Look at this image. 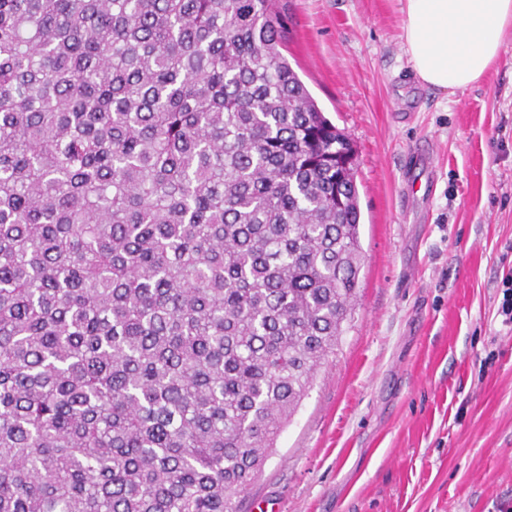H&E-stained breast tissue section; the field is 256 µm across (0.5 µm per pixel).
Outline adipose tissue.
<instances>
[{
	"label": "adipose tissue",
	"mask_w": 512,
	"mask_h": 512,
	"mask_svg": "<svg viewBox=\"0 0 512 512\" xmlns=\"http://www.w3.org/2000/svg\"><path fill=\"white\" fill-rule=\"evenodd\" d=\"M404 42L424 84L445 90L478 82L512 27V0H404Z\"/></svg>",
	"instance_id": "obj_1"
}]
</instances>
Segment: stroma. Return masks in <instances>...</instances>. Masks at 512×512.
I'll return each mask as SVG.
<instances>
[{
    "instance_id": "stroma-1",
    "label": "stroma",
    "mask_w": 512,
    "mask_h": 512,
    "mask_svg": "<svg viewBox=\"0 0 512 512\" xmlns=\"http://www.w3.org/2000/svg\"><path fill=\"white\" fill-rule=\"evenodd\" d=\"M283 50L354 142L362 247L336 353L238 512H512V32L416 76L402 0H282Z\"/></svg>"
}]
</instances>
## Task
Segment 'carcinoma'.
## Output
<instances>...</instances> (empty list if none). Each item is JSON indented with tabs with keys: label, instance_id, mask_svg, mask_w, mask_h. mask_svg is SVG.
Listing matches in <instances>:
<instances>
[{
	"label": "carcinoma",
	"instance_id": "1",
	"mask_svg": "<svg viewBox=\"0 0 512 512\" xmlns=\"http://www.w3.org/2000/svg\"><path fill=\"white\" fill-rule=\"evenodd\" d=\"M278 0H0V512H237L335 354L351 140Z\"/></svg>",
	"mask_w": 512,
	"mask_h": 512
}]
</instances>
